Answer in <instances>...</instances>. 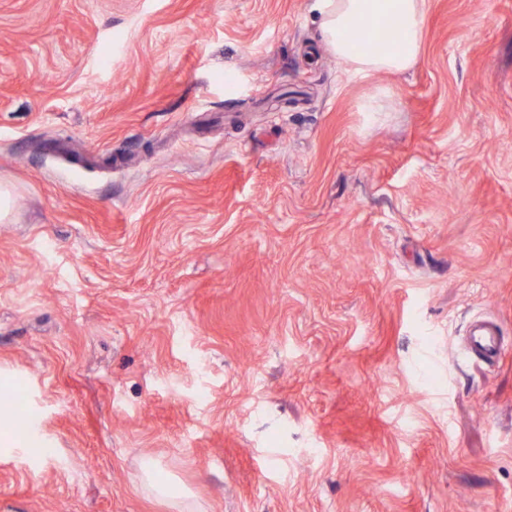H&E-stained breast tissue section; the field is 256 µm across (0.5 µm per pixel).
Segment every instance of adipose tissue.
<instances>
[{"instance_id": "ef3b65f1", "label": "adipose tissue", "mask_w": 512, "mask_h": 512, "mask_svg": "<svg viewBox=\"0 0 512 512\" xmlns=\"http://www.w3.org/2000/svg\"><path fill=\"white\" fill-rule=\"evenodd\" d=\"M314 8L320 15L322 41L345 63L352 77L367 79L378 73H401L416 64L423 39L427 0H315ZM359 24L371 27L393 25L399 31V41L389 48H359L349 36ZM156 469L153 459H143L144 489L171 501L181 512H190L191 491L172 477L157 480Z\"/></svg>"}]
</instances>
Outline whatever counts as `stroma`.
Listing matches in <instances>:
<instances>
[{
  "label": "stroma",
  "mask_w": 512,
  "mask_h": 512,
  "mask_svg": "<svg viewBox=\"0 0 512 512\" xmlns=\"http://www.w3.org/2000/svg\"><path fill=\"white\" fill-rule=\"evenodd\" d=\"M312 4L0 0V512H512V0ZM314 1L313 8L320 15L321 39L345 63L352 77L367 79L377 73H401L416 64L427 0ZM357 24L371 27L391 24L398 30L389 25L372 30L358 27L354 33L358 46L382 48L367 50L359 48L349 36ZM463 353L488 364L500 360L505 350L497 323L488 318L473 320L464 340ZM156 462L151 458L142 460L143 487L150 494L171 501L179 511H197L190 503L191 491L181 486L175 478L168 477L164 481H158L155 477Z\"/></svg>",
  "instance_id": "obj_1"
}]
</instances>
